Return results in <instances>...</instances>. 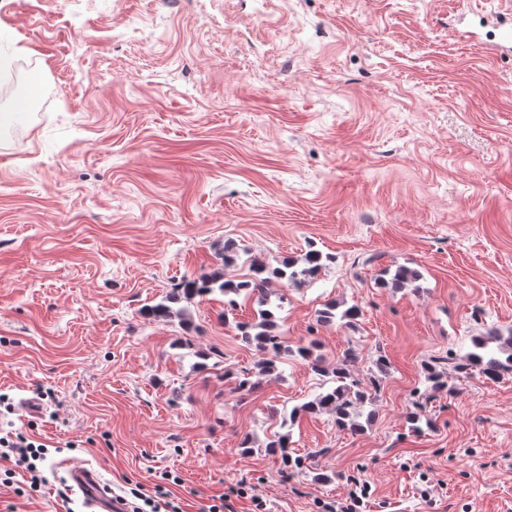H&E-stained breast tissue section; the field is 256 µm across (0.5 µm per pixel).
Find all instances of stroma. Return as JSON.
<instances>
[{"label":"stroma","mask_w":512,"mask_h":512,"mask_svg":"<svg viewBox=\"0 0 512 512\" xmlns=\"http://www.w3.org/2000/svg\"><path fill=\"white\" fill-rule=\"evenodd\" d=\"M504 0H0V429L46 444V479L0 460V512H86L67 469L182 512H512V373L427 362L512 329V55ZM274 267L330 262L283 296L289 347L376 376L360 432L286 419L325 377L295 355L261 372L221 297L149 316L225 243ZM418 280L379 285L387 268ZM353 325L319 322L328 303ZM388 358L377 371L378 354ZM248 371L258 389L237 392ZM421 394L431 425L414 431ZM288 434L309 473L264 446ZM326 477L312 479L313 472ZM430 497H422V488Z\"/></svg>","instance_id":"35a3bbf8"}]
</instances>
